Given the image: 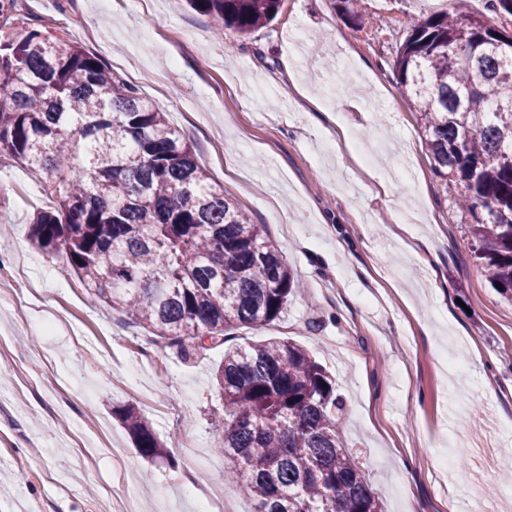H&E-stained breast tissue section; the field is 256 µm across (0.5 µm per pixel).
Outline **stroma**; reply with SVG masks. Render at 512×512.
Instances as JSON below:
<instances>
[{
  "instance_id": "1",
  "label": "stroma",
  "mask_w": 512,
  "mask_h": 512,
  "mask_svg": "<svg viewBox=\"0 0 512 512\" xmlns=\"http://www.w3.org/2000/svg\"><path fill=\"white\" fill-rule=\"evenodd\" d=\"M19 4L130 83L152 73L157 109L265 226L304 289L229 344L277 337L315 355L385 512H512V302L476 265L394 68L411 28L452 0H359V27L330 0H284L245 40L183 0ZM44 183L0 160V512H197L210 483L251 512L216 451L224 348H161L33 248ZM123 405L174 465L138 453L112 414ZM481 411L492 456L472 444Z\"/></svg>"
}]
</instances>
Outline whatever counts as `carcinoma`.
Listing matches in <instances>:
<instances>
[{"label": "carcinoma", "mask_w": 512, "mask_h": 512, "mask_svg": "<svg viewBox=\"0 0 512 512\" xmlns=\"http://www.w3.org/2000/svg\"><path fill=\"white\" fill-rule=\"evenodd\" d=\"M248 35L282 0H188ZM356 26L355 0H331ZM412 29L395 69L433 171L470 222L474 258L512 298V32L465 0ZM0 0V157L46 175L30 243L62 253L82 288L180 355L275 320L299 293L261 224L211 182L151 101ZM228 413L217 451L253 512H382L345 449L343 401L313 355L269 338L229 348L215 373ZM115 415L139 454L165 459L133 407Z\"/></svg>", "instance_id": "1"}]
</instances>
